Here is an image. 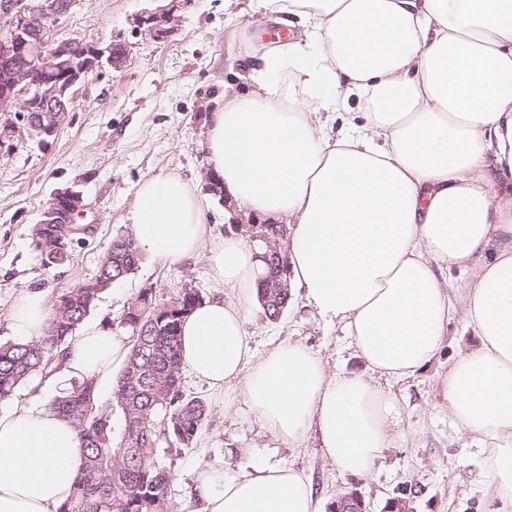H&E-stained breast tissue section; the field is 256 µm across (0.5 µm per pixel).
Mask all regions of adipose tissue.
I'll return each instance as SVG.
<instances>
[{"label": "adipose tissue", "mask_w": 512, "mask_h": 512, "mask_svg": "<svg viewBox=\"0 0 512 512\" xmlns=\"http://www.w3.org/2000/svg\"><path fill=\"white\" fill-rule=\"evenodd\" d=\"M289 42L252 56L249 91L226 95L205 127L209 172L245 217L288 227V285L340 325L364 368L331 372L308 347H252L246 324L261 265L235 235H213L208 200L176 173L146 177L132 238L150 260L205 255L225 295L184 321L181 365L225 408L240 403L276 445L316 434L343 476L373 474L399 412L390 380L416 374L461 317L478 338L436 373L439 406L478 448L512 512V0H256ZM289 72L296 99L276 78ZM363 112L346 111L349 97ZM465 273L458 287L448 273ZM50 312L22 292L18 342ZM122 339L73 337L57 380L111 376ZM84 463L77 429L52 405L0 415V512H58ZM199 512H321L311 478L262 461L217 479L201 471Z\"/></svg>", "instance_id": "ef3b65f1"}]
</instances>
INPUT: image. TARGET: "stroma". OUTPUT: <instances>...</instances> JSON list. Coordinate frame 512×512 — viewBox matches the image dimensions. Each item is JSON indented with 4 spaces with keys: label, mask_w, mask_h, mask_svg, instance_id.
<instances>
[{
    "label": "stroma",
    "mask_w": 512,
    "mask_h": 512,
    "mask_svg": "<svg viewBox=\"0 0 512 512\" xmlns=\"http://www.w3.org/2000/svg\"><path fill=\"white\" fill-rule=\"evenodd\" d=\"M157 0H77L53 27L55 39L103 46L114 42L126 54L119 68L102 67L76 94L72 110L54 139L41 143L23 120L0 135V339H11L12 305L25 290L41 292L45 303L93 280L114 236L130 231V215L140 182L176 172L208 189L205 122L225 94L245 90L238 60L251 47H268L269 29L252 0H183L173 30L156 41L139 25ZM79 191L86 208L79 225L86 234L72 245L66 264L48 270L33 249L31 229L51 195ZM153 289L158 301L193 288L204 298L224 295L210 277L204 256L162 265L142 260L138 270L105 290L89 324L116 336H129L122 322L131 298ZM251 344L265 350L290 339L304 344L330 371L362 368L348 336L329 327L297 299L279 319L256 311L247 325ZM447 347L430 368L393 382L399 401L400 431L394 448L366 480L340 476L322 456L316 438L306 447L280 448L277 457L312 479L323 512H334L341 498L354 495L363 512H390L393 499L405 498L411 512H490L494 486L476 448L447 412L436 405L434 377L460 348L476 337L461 322L448 326ZM186 393L206 402L209 415L195 444L160 449L159 462L170 475L171 497L181 512H198L193 487L200 470L217 477L235 474L250 457L266 453L268 438L254 415L225 412L207 385L181 374Z\"/></svg>",
    "instance_id": "35a3bbf8"
}]
</instances>
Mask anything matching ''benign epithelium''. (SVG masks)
Segmentation results:
<instances>
[{
  "label": "benign epithelium",
  "mask_w": 512,
  "mask_h": 512,
  "mask_svg": "<svg viewBox=\"0 0 512 512\" xmlns=\"http://www.w3.org/2000/svg\"><path fill=\"white\" fill-rule=\"evenodd\" d=\"M73 5L74 0H0V17L9 26V33L0 37V115L45 112L48 124L43 130L50 138L65 122L69 103L88 76L105 64L117 67L125 58L122 47L112 42L99 47L52 38L51 28ZM171 20L169 10L160 9L142 16L140 25L146 26L151 37L162 39L168 34L164 25ZM28 55L38 61L36 66L23 62ZM62 200L69 203L65 212L60 211ZM82 212V194L60 190L52 196L40 223L68 224L76 234L75 218ZM248 229L250 238L263 241L270 251L278 250L288 234L284 224L272 227L271 237L258 234L256 224Z\"/></svg>",
  "instance_id": "benign-epithelium-1"
}]
</instances>
